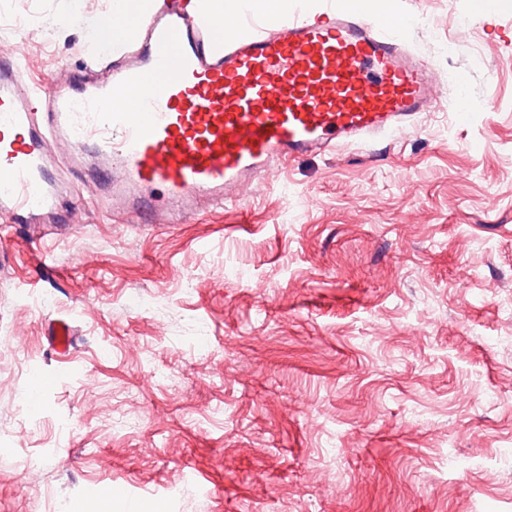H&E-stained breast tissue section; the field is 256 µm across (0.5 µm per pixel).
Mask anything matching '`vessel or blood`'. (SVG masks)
<instances>
[{
  "mask_svg": "<svg viewBox=\"0 0 512 512\" xmlns=\"http://www.w3.org/2000/svg\"><path fill=\"white\" fill-rule=\"evenodd\" d=\"M240 22L247 35L224 46L214 23L161 6L106 77L89 67L40 87L1 51L0 221L58 223L52 138L70 172L99 173L113 209L175 224L237 205L241 185L277 182L294 159L394 137L437 99L433 64L346 5L294 0L280 21Z\"/></svg>",
  "mask_w": 512,
  "mask_h": 512,
  "instance_id": "obj_1",
  "label": "vessel or blood"
}]
</instances>
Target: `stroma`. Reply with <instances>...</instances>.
I'll return each mask as SVG.
<instances>
[{
    "instance_id": "35a3bbf8",
    "label": "stroma",
    "mask_w": 512,
    "mask_h": 512,
    "mask_svg": "<svg viewBox=\"0 0 512 512\" xmlns=\"http://www.w3.org/2000/svg\"><path fill=\"white\" fill-rule=\"evenodd\" d=\"M474 3L365 10L442 79L398 137L178 224L113 215L87 173L55 236L0 223V512H512V0ZM111 8L0 0V50L82 72Z\"/></svg>"
}]
</instances>
